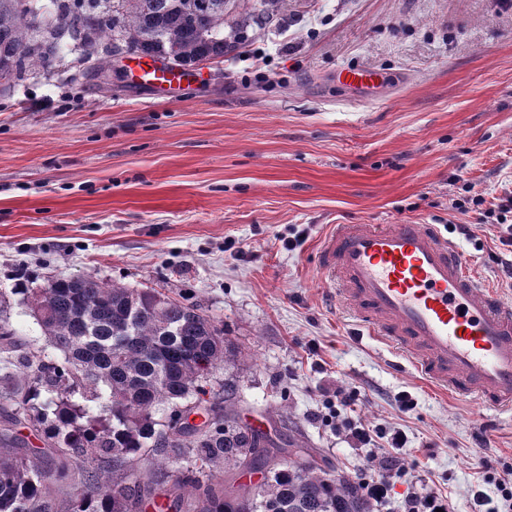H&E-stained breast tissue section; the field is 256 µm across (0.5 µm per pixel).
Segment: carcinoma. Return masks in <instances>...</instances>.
Listing matches in <instances>:
<instances>
[{
    "label": "carcinoma",
    "instance_id": "1",
    "mask_svg": "<svg viewBox=\"0 0 512 512\" xmlns=\"http://www.w3.org/2000/svg\"><path fill=\"white\" fill-rule=\"evenodd\" d=\"M281 0H260V13L236 16L232 0H112L109 26L57 6L41 28L24 0H0V78L44 66L67 36L112 49L140 51L180 66L224 57L245 47L247 33L270 21ZM23 303L48 337L51 356L22 354L15 368L32 371L34 388L5 394L0 425V512H373L359 483L338 480L308 448H281L257 429L239 425L238 385L224 380L211 393L200 424L193 405L210 375L233 360L224 323L197 304L155 288H128L92 275L24 288ZM16 342L0 305V343ZM171 410L167 431L156 414ZM26 424L45 448H28L15 426ZM56 456L46 470L39 454ZM170 455L181 476L141 467ZM261 482L235 488L242 471ZM223 474L231 478L215 482ZM80 479L64 501L45 496L53 480Z\"/></svg>",
    "mask_w": 512,
    "mask_h": 512
}]
</instances>
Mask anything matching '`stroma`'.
Instances as JSON below:
<instances>
[{
    "instance_id": "1",
    "label": "stroma",
    "mask_w": 512,
    "mask_h": 512,
    "mask_svg": "<svg viewBox=\"0 0 512 512\" xmlns=\"http://www.w3.org/2000/svg\"><path fill=\"white\" fill-rule=\"evenodd\" d=\"M111 58V42L72 45L0 83V294L19 352L51 349L20 288L86 273L156 288L223 320L237 356L210 387L233 378L243 419L321 449L338 476L400 464L374 512L429 491L454 512H474L476 491L499 497L512 412L432 386L359 335L318 244L336 224H436L479 279L512 293L495 226L450 207L467 184L488 208L512 190V9L284 0L175 100L122 67L100 84L92 72ZM345 67L388 78L362 94L339 83ZM398 429L405 445L388 447Z\"/></svg>"
}]
</instances>
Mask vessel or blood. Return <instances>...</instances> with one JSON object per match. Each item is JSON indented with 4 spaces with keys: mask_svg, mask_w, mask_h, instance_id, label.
<instances>
[{
    "mask_svg": "<svg viewBox=\"0 0 512 512\" xmlns=\"http://www.w3.org/2000/svg\"><path fill=\"white\" fill-rule=\"evenodd\" d=\"M133 78L181 90L192 68L133 53ZM352 87L383 83L375 70L344 68ZM320 268L368 334L430 383L512 411V298L482 283L433 224H340L322 241Z\"/></svg>",
    "mask_w": 512,
    "mask_h": 512,
    "instance_id": "vessel-or-blood-1",
    "label": "vessel or blood"
}]
</instances>
